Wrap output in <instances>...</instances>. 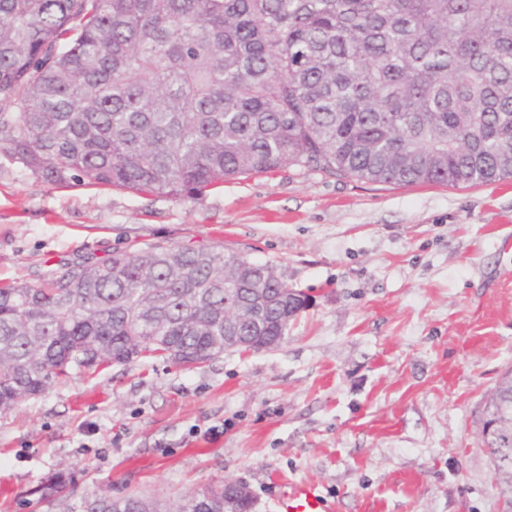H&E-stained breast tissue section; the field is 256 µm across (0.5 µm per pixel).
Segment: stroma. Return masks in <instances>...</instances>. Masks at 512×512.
Returning a JSON list of instances; mask_svg holds the SVG:
<instances>
[{"mask_svg": "<svg viewBox=\"0 0 512 512\" xmlns=\"http://www.w3.org/2000/svg\"><path fill=\"white\" fill-rule=\"evenodd\" d=\"M195 243L310 299L270 350L71 372L0 413V512L39 490L166 502L233 480L254 512L314 484L336 512H504L482 441L512 369V179L369 183L290 169L192 200L62 186L0 152V282L112 250Z\"/></svg>", "mask_w": 512, "mask_h": 512, "instance_id": "1", "label": "stroma"}]
</instances>
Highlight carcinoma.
Instances as JSON below:
<instances>
[{"instance_id": "1", "label": "carcinoma", "mask_w": 512, "mask_h": 512, "mask_svg": "<svg viewBox=\"0 0 512 512\" xmlns=\"http://www.w3.org/2000/svg\"><path fill=\"white\" fill-rule=\"evenodd\" d=\"M12 105L20 111L10 112ZM0 151L69 178L189 199L291 168L371 183L512 178V0H0ZM268 264L203 244L114 250L0 285V412L72 370L224 354V302L306 307ZM483 433L512 503V371ZM43 493L62 512H252L224 484Z\"/></svg>"}]
</instances>
